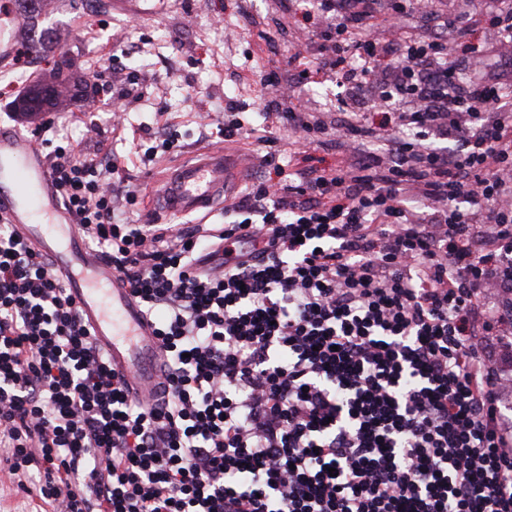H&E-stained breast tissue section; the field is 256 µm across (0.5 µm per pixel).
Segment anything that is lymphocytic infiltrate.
<instances>
[{
	"label": "lymphocytic infiltrate",
	"instance_id": "lymphocytic-infiltrate-1",
	"mask_svg": "<svg viewBox=\"0 0 512 512\" xmlns=\"http://www.w3.org/2000/svg\"><path fill=\"white\" fill-rule=\"evenodd\" d=\"M349 150L253 178L221 224H119L108 165L48 154L155 326L128 398L48 262L0 216V447L62 512H512V101L460 81L474 18L318 0ZM417 14L425 28L406 24ZM372 95L374 112L361 109Z\"/></svg>",
	"mask_w": 512,
	"mask_h": 512
}]
</instances>
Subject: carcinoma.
I'll return each instance as SVG.
<instances>
[{"label": "carcinoma", "instance_id": "obj_1", "mask_svg": "<svg viewBox=\"0 0 512 512\" xmlns=\"http://www.w3.org/2000/svg\"><path fill=\"white\" fill-rule=\"evenodd\" d=\"M88 80L78 79L71 64L62 58L48 74L39 77L15 100V109L23 115L36 117L47 109H63L79 94L86 92Z\"/></svg>", "mask_w": 512, "mask_h": 512}]
</instances>
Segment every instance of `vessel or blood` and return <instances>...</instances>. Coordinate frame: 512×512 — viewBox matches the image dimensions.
Instances as JSON below:
<instances>
[{
    "mask_svg": "<svg viewBox=\"0 0 512 512\" xmlns=\"http://www.w3.org/2000/svg\"><path fill=\"white\" fill-rule=\"evenodd\" d=\"M0 26V59L15 52L16 29ZM232 169L224 151H204L179 164L154 193L158 211L178 218L213 210L229 189ZM0 215L49 259L113 366L127 378L130 397L152 395L162 358L154 326L122 287L117 272L91 248L61 201L41 150L20 130L0 128Z\"/></svg>",
    "mask_w": 512,
    "mask_h": 512,
    "instance_id": "obj_1",
    "label": "vessel or blood"
}]
</instances>
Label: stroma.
Returning <instances> with one entry per match:
<instances>
[{"instance_id":"1","label":"stroma","mask_w":512,"mask_h":512,"mask_svg":"<svg viewBox=\"0 0 512 512\" xmlns=\"http://www.w3.org/2000/svg\"><path fill=\"white\" fill-rule=\"evenodd\" d=\"M326 25V18L318 10H305L302 0H139L127 11L111 2L98 8L54 0L53 10L22 38H54V52L65 53L78 75L89 78L105 67L115 88H128L123 127H113L110 107L95 87L56 111L54 126L44 135L56 145L70 140L86 159L99 161L113 153L116 222L164 224L167 216L148 211L146 198L162 172L195 150L221 147L250 156L248 174L256 176L287 164L294 151L292 132L267 114L265 103L275 91L261 85L260 72L269 57L284 65L298 52L310 67L319 66V34ZM475 40L484 53L472 62L473 72L489 84L512 89V64L491 51L495 30L483 27ZM50 66L48 58H40L14 84L4 72L17 69V61L0 63V125L31 136L39 133L37 122L15 115L11 103L21 87ZM130 76L135 82L129 86L125 80ZM336 92L334 77L326 74L321 82L298 87L295 95L307 111L324 113L330 121L336 117ZM230 102L237 105L244 132L227 141L219 129ZM90 123L96 134H86ZM263 126L273 141L258 144L246 137L247 129ZM172 132L178 136L176 146L163 149L162 140Z\"/></svg>"}]
</instances>
